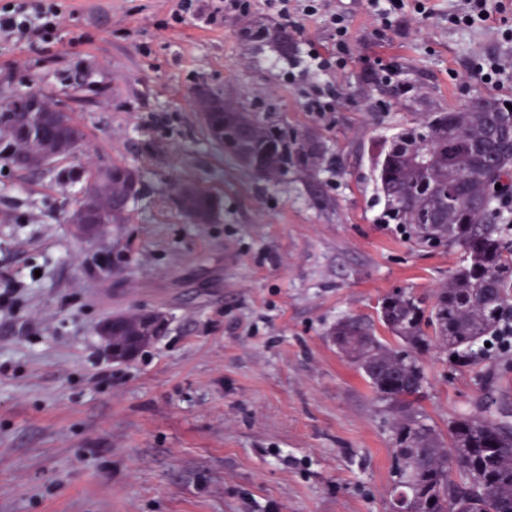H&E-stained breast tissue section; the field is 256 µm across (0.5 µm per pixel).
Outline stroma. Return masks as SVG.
Instances as JSON below:
<instances>
[{
  "label": "stroma",
  "instance_id": "obj_1",
  "mask_svg": "<svg viewBox=\"0 0 512 512\" xmlns=\"http://www.w3.org/2000/svg\"><path fill=\"white\" fill-rule=\"evenodd\" d=\"M47 36L0 40V102L35 94L84 133L41 169L0 162V512H390L391 418L330 332L376 318L381 298L445 283L457 251L425 252L381 224L378 144L431 108L512 100V80L460 84L473 55L512 58V11L461 30L459 0L405 7L390 30L365 0H322L299 25L296 62L245 41L270 0L223 26L181 0H59ZM348 17L344 69L320 72L331 14ZM412 85L396 99L373 76ZM224 92L290 146L316 138L310 168L266 177L207 136L198 87ZM333 90L330 112L308 99ZM134 169L120 223L77 236L71 214L99 170ZM219 201L195 224L178 199ZM162 312L165 332L113 360L96 334L117 314ZM419 405L439 427L477 410L482 383L435 353Z\"/></svg>",
  "mask_w": 512,
  "mask_h": 512
}]
</instances>
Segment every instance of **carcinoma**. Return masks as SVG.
<instances>
[{
	"instance_id": "1",
	"label": "carcinoma",
	"mask_w": 512,
	"mask_h": 512,
	"mask_svg": "<svg viewBox=\"0 0 512 512\" xmlns=\"http://www.w3.org/2000/svg\"><path fill=\"white\" fill-rule=\"evenodd\" d=\"M244 35L286 55L295 47L285 26L257 25ZM52 129L83 142L73 118L57 112ZM237 158L254 156L267 173L288 171L284 133L265 128L233 102L207 125ZM425 163H415L419 152ZM382 219L418 249L462 251L448 283L429 293L385 297L378 322L349 315L331 334L376 399L392 415L390 497L399 512H512V422L486 399L479 411L448 418L443 433L417 403L427 385L421 357L434 351L454 369L476 367L512 339V109L494 97L450 112L431 109L384 140L375 161ZM97 173L92 190L106 208L112 184ZM180 209L195 223L212 218L214 197L188 189Z\"/></svg>"
}]
</instances>
